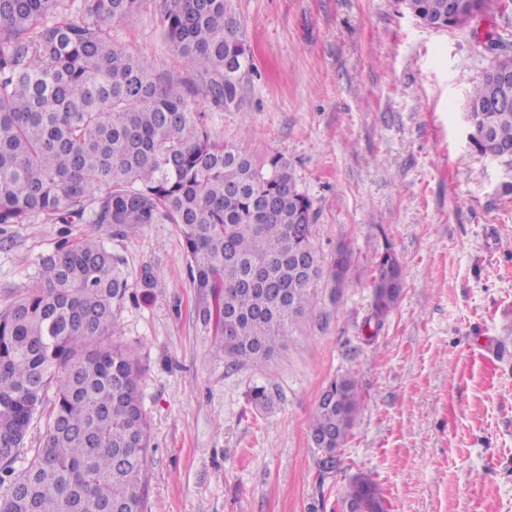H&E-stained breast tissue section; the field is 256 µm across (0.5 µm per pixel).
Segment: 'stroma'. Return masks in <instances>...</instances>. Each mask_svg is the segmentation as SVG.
Returning <instances> with one entry per match:
<instances>
[{
  "label": "stroma",
  "instance_id": "obj_1",
  "mask_svg": "<svg viewBox=\"0 0 512 512\" xmlns=\"http://www.w3.org/2000/svg\"><path fill=\"white\" fill-rule=\"evenodd\" d=\"M253 56L237 105L199 107L254 160L279 152L317 213L314 242L351 254L337 293L265 363L231 365L197 313L174 224L104 242L128 280L167 286L127 302L151 426L145 512H340L372 478L388 512H512V165L477 153L466 101L488 42L512 53V0L462 29L421 25L398 0H232ZM147 7L113 36L160 70L179 57ZM92 224H13L0 235V307L31 285L61 235ZM404 276L378 330L369 267ZM361 395L336 468L321 473L309 423L323 388ZM270 386L275 405L255 409Z\"/></svg>",
  "mask_w": 512,
  "mask_h": 512
}]
</instances>
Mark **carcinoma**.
Here are the masks:
<instances>
[{
    "instance_id": "cac0c4a2",
    "label": "carcinoma",
    "mask_w": 512,
    "mask_h": 512,
    "mask_svg": "<svg viewBox=\"0 0 512 512\" xmlns=\"http://www.w3.org/2000/svg\"><path fill=\"white\" fill-rule=\"evenodd\" d=\"M148 0H0V231L38 220L95 224L125 236L143 224L180 228L198 315L235 363L264 362L350 269L340 248L314 243L315 213L281 153L258 164L216 140L196 90L179 73L112 37ZM158 27L182 68L218 109L239 101L253 66L231 0H156ZM405 0L434 29L466 26L493 0ZM469 94L471 146L512 163V55L495 52ZM375 324L403 280L396 256L375 258ZM164 287L142 267L130 284L97 236L62 237L40 258L34 283L0 307V512H144L150 423L136 350L99 344L117 333L130 299ZM309 432L318 465L336 468L359 404L354 380L334 379ZM258 410L274 397L251 391ZM39 448L21 470L32 428ZM342 503L386 512L376 484L354 477Z\"/></svg>"
}]
</instances>
